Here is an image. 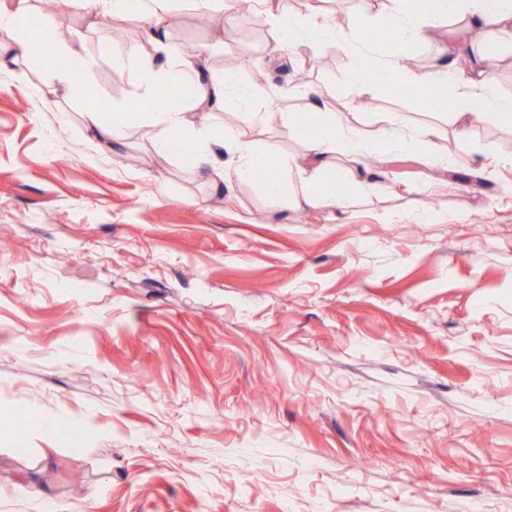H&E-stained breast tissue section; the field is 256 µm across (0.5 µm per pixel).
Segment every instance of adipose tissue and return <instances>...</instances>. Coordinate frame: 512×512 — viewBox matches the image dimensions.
I'll return each instance as SVG.
<instances>
[{
    "mask_svg": "<svg viewBox=\"0 0 512 512\" xmlns=\"http://www.w3.org/2000/svg\"><path fill=\"white\" fill-rule=\"evenodd\" d=\"M27 0H0V37H14L16 27L22 20H32L38 40L53 44L58 23L45 17H33ZM170 0H151L150 20L143 36L147 41L164 47L168 59L169 78L190 86L195 94V106L220 107L224 104V91L231 87L230 79L217 80L207 77L198 60L183 57L178 48L167 40V20ZM255 11L264 18L271 41L286 46H319L340 42L345 48H353V35L364 24L366 15L375 4L363 0L359 10L343 21H336L325 14L318 4H311L306 12L292 13L283 9L278 0H254ZM445 16L461 28L474 32L476 41L458 50L449 52L448 62L438 69L425 73L407 72L401 63L413 38L422 36L431 27L436 17ZM382 24L395 33L393 58L382 66H368L362 60H354L349 72V81L355 91L368 92L379 85H405L416 108L426 109L450 102L456 133L465 138L470 134L469 120L472 115L495 122L512 125V97L499 95L492 87L489 76L490 55L480 43L485 35H512V0H420L419 7H405L399 13L386 12ZM471 56L470 70H459L457 62L462 56ZM141 68L146 73L144 82L137 84L132 99L141 105L139 114L147 126L158 130L154 147L161 153H177L186 136H193L194 146L188 164L214 187H221L225 179L235 178L241 182L251 181L255 174L258 153H276L275 145L256 149L249 142L235 141L233 150L236 161L233 168H226L217 156L226 136L206 126L190 129L185 110L169 111L153 107L160 91L154 75L157 65L153 59L142 60ZM309 114L291 113L289 127L301 129L305 118L328 127L325 135L313 137L307 142V150L300 159L283 161L279 177L266 182L265 191L273 198H284L293 175H300L308 188L303 200L311 207H335L342 203L351 182L356 179L353 161L362 157L367 145L364 134L357 128L337 124L333 113L323 111L319 102L309 104ZM332 179L336 185L334 193H315V186L324 179Z\"/></svg>",
    "mask_w": 512,
    "mask_h": 512,
    "instance_id": "obj_1",
    "label": "adipose tissue"
}]
</instances>
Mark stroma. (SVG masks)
Masks as SVG:
<instances>
[{"mask_svg": "<svg viewBox=\"0 0 512 512\" xmlns=\"http://www.w3.org/2000/svg\"><path fill=\"white\" fill-rule=\"evenodd\" d=\"M177 5L170 42L233 55L240 86L293 84L338 123L381 139L394 116L437 134L428 151L384 152L344 208H312L259 179L215 189L155 129L103 126L127 108L144 0L109 33L78 0L58 41L86 59L0 68V512H512V126L415 108L406 90L357 94L339 44L287 51L250 0L201 26ZM439 19L408 51L448 58ZM226 45L213 46L218 28ZM269 106L191 113L301 157L304 136ZM82 476L80 488L71 474Z\"/></svg>", "mask_w": 512, "mask_h": 512, "instance_id": "stroma-1", "label": "stroma"}]
</instances>
